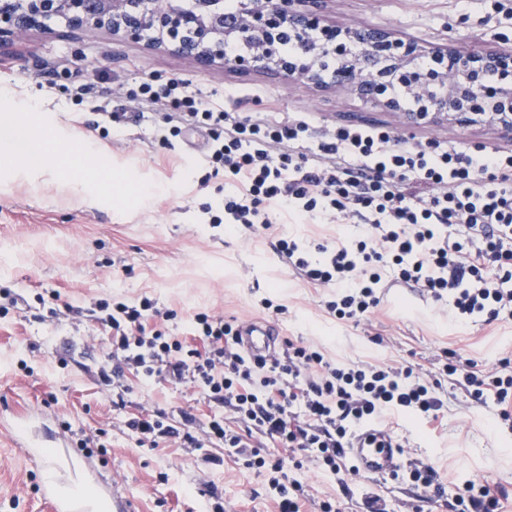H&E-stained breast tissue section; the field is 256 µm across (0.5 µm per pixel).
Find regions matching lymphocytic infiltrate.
<instances>
[{
  "instance_id": "f902f5d3",
  "label": "lymphocytic infiltrate",
  "mask_w": 512,
  "mask_h": 512,
  "mask_svg": "<svg viewBox=\"0 0 512 512\" xmlns=\"http://www.w3.org/2000/svg\"><path fill=\"white\" fill-rule=\"evenodd\" d=\"M137 95L158 107L163 145L185 127L205 130L204 162L226 188L209 223L268 231L273 208L359 221L355 239L313 252L284 233L275 245L304 281L335 288L326 308L336 318L361 321L393 286L447 303L460 323L512 316V153L403 146L391 130L351 126L329 130L308 153L306 122L208 107L180 79L141 81ZM97 310L111 332L103 383L133 371L150 382L201 388L214 406L203 418L190 408L174 418L161 409L131 416L126 426L138 444L181 439L204 467L220 464L216 451L225 449L272 472L278 512H301L304 490L289 474L301 468V456L331 474L356 475L345 450L357 427L395 410L434 422L444 405L440 379L412 364L339 365L290 339L282 354L255 361L237 348L238 326L208 310L191 319L197 347L165 328L170 313L149 297L135 304L102 299ZM441 373L476 403L493 401L501 420L512 419V361L483 370L452 352ZM256 436L274 452L253 445ZM502 495L498 484L468 482L456 494L457 512H500Z\"/></svg>"
}]
</instances>
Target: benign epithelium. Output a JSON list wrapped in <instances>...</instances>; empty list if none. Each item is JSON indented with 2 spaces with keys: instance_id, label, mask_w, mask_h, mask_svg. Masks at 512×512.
Masks as SVG:
<instances>
[{
  "instance_id": "obj_1",
  "label": "benign epithelium",
  "mask_w": 512,
  "mask_h": 512,
  "mask_svg": "<svg viewBox=\"0 0 512 512\" xmlns=\"http://www.w3.org/2000/svg\"><path fill=\"white\" fill-rule=\"evenodd\" d=\"M313 4L315 0H243L240 11L227 17L224 0H193L190 11L173 0H0V46L62 17L73 30L92 34L108 29L136 41L153 29L159 33L155 47L171 49L201 70L224 59V41L244 40L252 52L233 60L239 70L321 85L322 48L331 46L341 55L344 46L336 39L351 38L362 52L331 76L334 86L400 112L409 123L426 118L461 126L486 121L512 133V54L438 48L430 52L431 63L418 68L414 62L421 49L415 43L378 28L329 29L320 25ZM288 39L305 43L304 51L283 53ZM394 81L424 101L420 110L403 107L391 91Z\"/></svg>"
}]
</instances>
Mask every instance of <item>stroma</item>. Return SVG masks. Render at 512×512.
Returning a JSON list of instances; mask_svg holds the SVG:
<instances>
[{
	"label": "stroma",
	"mask_w": 512,
	"mask_h": 512,
	"mask_svg": "<svg viewBox=\"0 0 512 512\" xmlns=\"http://www.w3.org/2000/svg\"><path fill=\"white\" fill-rule=\"evenodd\" d=\"M317 8L325 24L381 28L427 50L449 43L512 53V15L496 13L494 0H319ZM149 77L181 78L197 99L229 112L306 119L312 144L339 125L385 126L412 144L512 151V134L493 126L411 127L346 90L245 75L226 62L203 71L174 52L108 31L73 35L59 22L0 49V110L18 113L14 126H0V137L15 140L14 155L0 162V286L22 297L0 315V407L32 420L37 436L70 445L81 430H95L99 445L84 454L85 486L108 475L137 512H210L201 494L208 483L224 512H278L267 473L231 456L203 471L193 449L169 440L141 447L125 432L124 420L144 409L174 414L191 407L201 416L210 408L196 388L146 385L133 372L104 389L97 371L109 335L89 313L99 299L152 298L160 310L176 312L168 326L186 337L189 316L203 309L228 321L267 320L282 338L340 363L407 360L433 372L448 351L481 368L512 354V319L460 324L416 289L389 288L366 319L337 320L325 308L330 289L289 268L274 236L204 223L203 206L224 201V179L211 176L200 155L160 148L152 107L133 95ZM86 82L95 90L76 102L72 87ZM104 112L114 116L106 128L99 124ZM43 114L66 150L39 145ZM276 222L307 245L359 232L332 218L281 214ZM265 299L284 314L263 309ZM443 389L439 424L396 415L385 427L405 458L432 464L449 491L491 480L506 492L502 512H512V425L495 407H476L453 382ZM117 391L125 400L119 408L112 404ZM45 467L0 429V512H48L40 497ZM296 477L306 490L303 512H318L328 499L342 512H362L368 491L380 494L389 512H452L451 501L424 500L408 482L367 479L346 498L336 479L313 466Z\"/></svg>",
	"instance_id": "obj_1"
}]
</instances>
